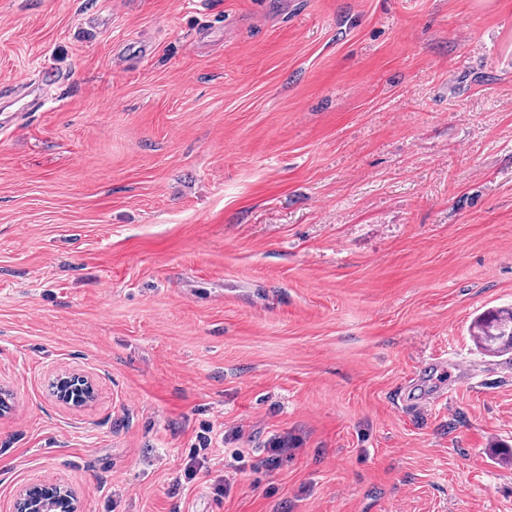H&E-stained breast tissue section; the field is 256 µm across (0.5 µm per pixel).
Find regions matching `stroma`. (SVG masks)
<instances>
[{"label":"stroma","instance_id":"1","mask_svg":"<svg viewBox=\"0 0 512 512\" xmlns=\"http://www.w3.org/2000/svg\"><path fill=\"white\" fill-rule=\"evenodd\" d=\"M45 68L0 130V512H512L470 334L512 307V0H0V86ZM55 83L56 75L49 69L43 71L41 75V81L37 84V86L28 85L24 87L20 95L22 98L16 100L14 104L21 103L22 107H27L29 102H33L42 98ZM25 98L30 100L28 101ZM72 380V378H75ZM61 388L58 391V388ZM57 393L60 394V397L68 402H72L73 406H80L88 399H90L93 395V386L92 383L88 380L87 377L79 375V374H71L59 379L56 384ZM62 400V401H63ZM70 404V403H68ZM17 512H80L74 491L57 481H46L22 490Z\"/></svg>","mask_w":512,"mask_h":512}]
</instances>
